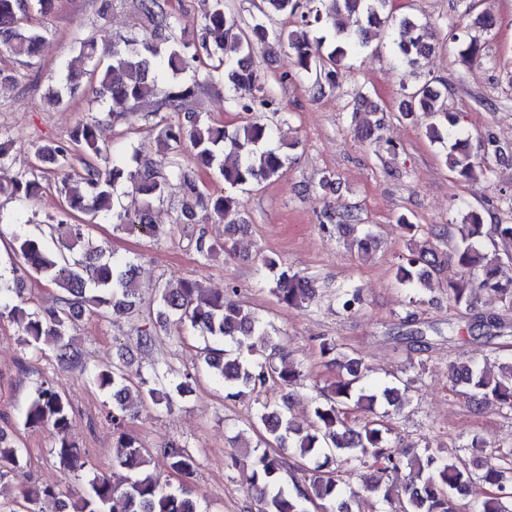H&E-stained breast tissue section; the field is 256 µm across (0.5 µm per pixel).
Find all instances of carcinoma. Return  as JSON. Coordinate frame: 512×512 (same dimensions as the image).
Masks as SVG:
<instances>
[{
  "instance_id": "1",
  "label": "carcinoma",
  "mask_w": 512,
  "mask_h": 512,
  "mask_svg": "<svg viewBox=\"0 0 512 512\" xmlns=\"http://www.w3.org/2000/svg\"><path fill=\"white\" fill-rule=\"evenodd\" d=\"M56 0H0V46L19 58L38 55L43 35L19 24V18L36 11L47 15ZM313 0H263L266 8L245 26L230 11L224 0H207L199 32L185 38L175 34V16L169 0H138L137 11L148 23L141 36L132 34L112 42V63L94 66L85 72L68 71L62 85L54 89L56 102L69 101L84 82L94 85L99 111L114 116L122 112H168L174 118L157 125L156 143L161 157L153 158L139 148L133 149L129 165L111 153L97 135V122L78 124L65 141L38 146L41 162L53 166L60 177L63 204L59 212L46 220L51 232L58 233V244L29 232L31 221L15 214L0 225L10 228L11 250L20 266L12 275L0 274V319H9L21 328L23 345L39 349L47 340L53 342L59 363L73 365L79 353L69 331L85 313H133L141 298L137 286V264L130 258L106 254V249L90 241V229L99 221L110 220L115 227L130 234L155 236L153 206L168 195L170 181L181 192L176 223H198V211L225 224L227 239L245 231L242 202L234 190L279 176L288 162L283 147L270 145L267 124L250 121L228 133L224 125L202 118L192 106L204 82L193 79L179 83L180 75L194 68L202 59L224 67V77L233 91L251 90L258 76L251 63L253 49L267 45L274 38L287 41L291 49V72L313 73V90L321 94L339 82L344 59L365 50L375 36L374 29L385 25L391 30L393 44L401 62L413 68L421 56L434 49L435 34L430 26L409 16L396 17L389 9L390 0H333L334 13L322 15L318 9L300 8ZM300 14L299 29L271 36L266 18L271 14ZM233 48L237 57L227 56ZM443 91L425 82L406 96L399 110L406 119L419 112L430 115L428 138L447 149L445 163L449 170L467 180L476 178L481 168L478 152L458 129L456 114L442 104ZM246 111H278L272 99L252 96L238 101ZM10 145L0 141V196L23 200L43 189L42 181L32 172L7 174ZM192 155L194 169L182 166L178 156ZM212 173L224 188L210 192L197 173ZM336 231L353 238L358 250L367 252L377 243L376 235L357 224L354 216L336 221ZM451 240L458 263L466 269L482 271L476 282L463 278L448 290V301L457 307L472 308L477 292L486 289L498 294L512 307V284H503L496 275L503 259L512 260V224H496L492 249L481 247L487 235L481 216L468 212ZM436 253L423 244L401 257L395 277L406 288L425 285L438 270ZM41 279L55 286L61 296L54 306H32L23 296L27 280ZM237 286L229 284L222 293L202 294L197 282L179 278L167 280L158 288V324L174 326L177 331L199 332L211 342L204 349V365L212 379L224 388V398L234 400L251 392L262 394L269 383L285 391L280 400L263 402L257 418L266 433L267 448H252L254 465L245 476L248 492L258 504V512H308L311 505L319 512H351L335 467L341 461L355 470L368 468L374 480L365 490L387 501L393 487L385 482L392 473L410 469L413 478L401 489L399 512H512V449L496 457L485 456L486 443L471 442L476 456L444 460L429 451L413 447L403 453L390 449L389 427L381 420H371L358 429L350 425L349 414L357 409L372 410L383 403L400 412L408 402L410 380L374 384L367 379L362 361L343 349L334 339L318 344L321 358L341 371L336 382L316 403L313 419L306 429H298L288 417L286 390L300 383L304 374L286 363L278 345L272 354L260 358L250 343L255 335H267L260 317L231 300ZM272 293L279 303L301 307L315 296L311 281L288 269H280ZM341 306L347 312L363 304L358 288H343ZM280 357L281 365L273 363ZM97 388L111 400L107 419L112 424L113 466L128 473L124 487H118L104 475L95 473L87 489L74 504L75 512H200L189 485L197 470L195 457L184 447L171 443L163 452L164 469L183 478L178 488L161 482L152 454L128 431V421L136 406L146 400L169 405L173 395L190 392L193 376L186 373L166 384L157 376L131 374L129 361L120 360L96 369L91 375ZM452 385L470 391L478 405L496 404L512 411V360L500 364L499 374L480 368L475 361L453 364ZM73 408L68 396L50 381H42L29 396L24 425L30 428L51 426L56 433L72 424ZM292 458L312 461L307 478L293 481L289 488L280 483L279 473L287 465L284 452ZM59 463L68 469L86 466L75 444L66 437L55 443ZM26 449L14 443L0 430V479L23 474ZM480 479L490 493L479 505L468 500L467 489ZM25 501L38 506L32 512H63L68 507L64 494L51 487L28 483L21 489Z\"/></svg>"
}]
</instances>
